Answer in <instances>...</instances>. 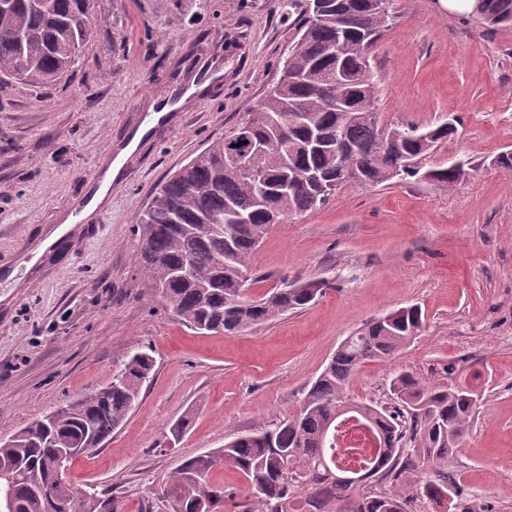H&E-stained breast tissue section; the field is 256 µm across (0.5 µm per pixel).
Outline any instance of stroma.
<instances>
[{"label": "stroma", "mask_w": 512, "mask_h": 512, "mask_svg": "<svg viewBox=\"0 0 512 512\" xmlns=\"http://www.w3.org/2000/svg\"><path fill=\"white\" fill-rule=\"evenodd\" d=\"M306 0H101L94 37L64 91L0 90V438L105 387L138 350L156 360L122 429L77 458L70 482L116 512H171L162 490L183 460L231 431L295 415L342 340L419 306L425 327L389 362L357 371L352 400L394 408L400 371L480 372L483 395L448 461L464 503L512 512V29L490 30L440 0H392L371 50L384 124L459 117L424 169L466 163L447 190L413 177L349 184L320 208L272 225L250 260L249 295L322 280L311 306L237 334H201L154 296L136 260V216L155 188L256 112L279 77ZM223 58L224 76L156 127L127 159L108 203L36 256L44 228L85 195L109 146L126 144L149 99L180 87L186 54ZM189 430L168 444L172 424Z\"/></svg>", "instance_id": "35a3bbf8"}]
</instances>
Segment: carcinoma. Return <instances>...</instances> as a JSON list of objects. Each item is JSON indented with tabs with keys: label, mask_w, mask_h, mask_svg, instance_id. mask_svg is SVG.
<instances>
[{
	"label": "carcinoma",
	"mask_w": 512,
	"mask_h": 512,
	"mask_svg": "<svg viewBox=\"0 0 512 512\" xmlns=\"http://www.w3.org/2000/svg\"><path fill=\"white\" fill-rule=\"evenodd\" d=\"M390 0H312L280 77L257 112L211 142L153 193L136 217L138 261L147 286L169 302L184 324L234 334L303 309L325 282L283 283L260 297L247 294L252 253L274 224L325 204L351 183L378 186L419 174V163L457 128L444 121L423 128L379 121L370 50L392 20ZM98 0H0V86L24 84L39 94L61 90L92 39ZM477 15L491 29L512 28V0H481ZM288 136H267L269 121ZM248 131L265 148L252 155L266 177L259 187L224 159L228 142ZM431 181L453 189L464 167L430 170ZM216 263L197 281L179 277L191 255ZM421 310L401 308L347 336L302 398L292 417L229 435L220 448L184 460L166 481L172 512H469L448 480V458L461 448L481 392L473 374L450 363L426 379L398 374L391 392L403 407L355 402L350 382L367 361H390L422 329ZM155 367L145 351L129 355L104 388L82 395L52 418L37 419L0 444V462L15 466L18 512H50L29 486L27 470L46 466L82 440L102 446L122 428ZM234 469L248 485L245 501L212 479ZM353 472V484L337 478Z\"/></svg>",
	"instance_id": "cac0c4a2"
}]
</instances>
